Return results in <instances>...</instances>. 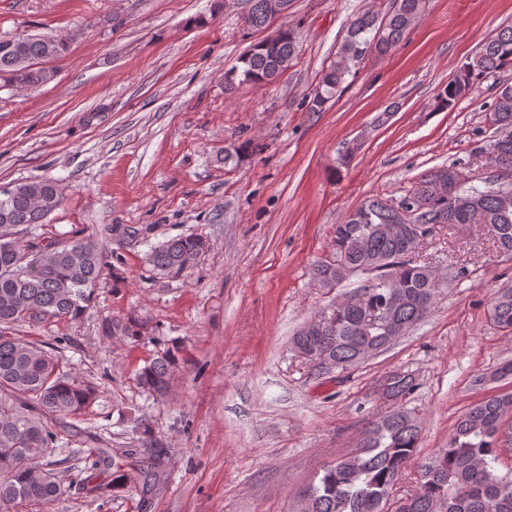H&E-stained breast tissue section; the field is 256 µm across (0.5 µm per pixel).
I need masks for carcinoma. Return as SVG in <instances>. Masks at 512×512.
<instances>
[{"mask_svg":"<svg viewBox=\"0 0 512 512\" xmlns=\"http://www.w3.org/2000/svg\"><path fill=\"white\" fill-rule=\"evenodd\" d=\"M275 0H245L243 22L264 30L272 20ZM422 18V0H389L379 13L366 10L353 18L336 58L324 67L308 102V111L322 112L336 96L351 64L366 54L388 53ZM67 50L50 35H21L0 39V82L16 89L46 84L53 73L40 66ZM296 53V38L280 28L251 45L241 66L224 73V85L239 80L258 86L275 83ZM512 68V25L501 28L457 70L437 96L441 110L456 101L481 76ZM495 136L487 147V162L512 168V85L497 88L490 112ZM455 185L456 206L437 185ZM62 190L53 179L18 182L0 187V512L19 504L43 512L66 492L52 465L41 463L59 451L54 419L85 412L98 398L91 383H76L62 371L57 350L24 341L13 333L20 323L45 318H78L89 309L92 292L104 280L107 255L77 230L64 241L33 242L22 247L19 235L46 222L62 203ZM424 205L416 224H484L493 227V246L512 258V194L501 185L457 164L424 174L399 200L373 196L347 212L333 225L330 257L313 264L312 277L322 288H339L351 278L357 288L342 294L332 306L336 317L307 325L292 337L297 353L308 355L313 374L330 368L345 370L361 361L365 346L381 351L391 336H401L416 324L445 286L431 264L415 259L411 239L385 234L388 224H404V207ZM198 235L172 238L146 258L156 274L180 278L207 251ZM489 317L498 328L512 332V283L498 288ZM112 336L137 342L144 326L136 318L107 324ZM178 361L164 351L139 369L137 381L147 393L165 395ZM391 402L362 432L361 452L341 457L323 468L318 482L302 491L301 512H512V469L502 473L499 448L502 425L512 420V392L490 395L469 407L453 425L446 447L421 464L422 479L398 495L397 486L417 455L420 425L404 409L403 400L416 388L414 378L393 371L382 381ZM143 449L86 450V476L79 490L97 500L141 487L142 499L156 495L167 478L165 464L173 449L165 448L144 429Z\"/></svg>","mask_w":512,"mask_h":512,"instance_id":"cac0c4a2","label":"carcinoma"}]
</instances>
